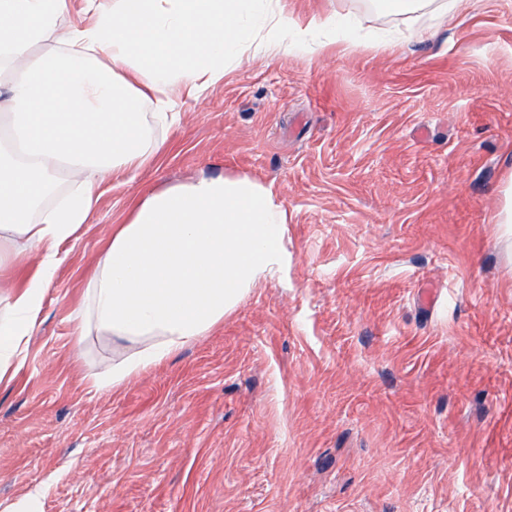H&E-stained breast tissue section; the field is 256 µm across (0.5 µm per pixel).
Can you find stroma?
<instances>
[{"label":"stroma","mask_w":512,"mask_h":512,"mask_svg":"<svg viewBox=\"0 0 512 512\" xmlns=\"http://www.w3.org/2000/svg\"><path fill=\"white\" fill-rule=\"evenodd\" d=\"M378 50L259 55L67 245L25 365L0 385V512H512V0L451 23L371 0ZM274 183L288 260L205 336L116 388L134 345L77 313L113 226L190 177Z\"/></svg>","instance_id":"obj_1"}]
</instances>
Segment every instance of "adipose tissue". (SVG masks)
<instances>
[{"instance_id":"ef3b65f1","label":"adipose tissue","mask_w":512,"mask_h":512,"mask_svg":"<svg viewBox=\"0 0 512 512\" xmlns=\"http://www.w3.org/2000/svg\"><path fill=\"white\" fill-rule=\"evenodd\" d=\"M68 0H0V273L36 271L0 307V382L22 367L65 243L90 222L110 172L135 171L178 126L176 98H200L258 54L320 55L336 23L300 26L275 0H82L51 51ZM151 98L152 113L143 110ZM75 184L60 195V173ZM288 213L271 183L199 175L144 196L86 286L83 316L137 345L96 388L115 387L207 334L286 258Z\"/></svg>"}]
</instances>
